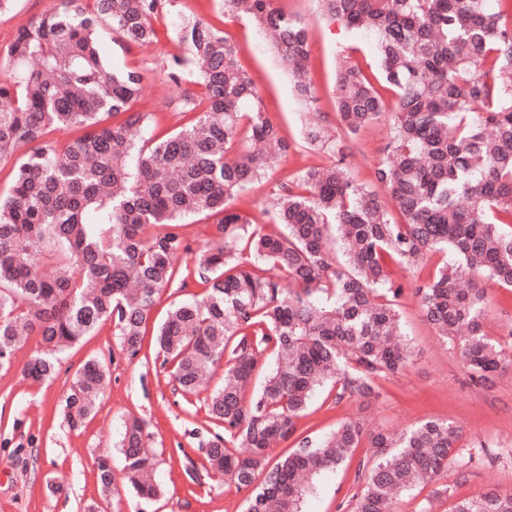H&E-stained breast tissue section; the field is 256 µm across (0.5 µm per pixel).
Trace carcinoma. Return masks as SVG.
Here are the masks:
<instances>
[{
  "label": "carcinoma",
  "mask_w": 512,
  "mask_h": 512,
  "mask_svg": "<svg viewBox=\"0 0 512 512\" xmlns=\"http://www.w3.org/2000/svg\"><path fill=\"white\" fill-rule=\"evenodd\" d=\"M171 2L53 0L0 56V162L17 158L0 196V368L13 365L21 337L34 332L43 350L22 373L51 380L60 355L106 321L133 360L156 295L193 278L203 293L170 306L156 359L185 399L224 363L205 399L219 432L204 454L213 473L248 492L245 512H302L318 474L353 462L363 488L338 509L392 512L397 497L448 471L456 426L430 418L399 433L374 431L373 453L359 459L366 437L357 420L320 440L302 438L273 465L268 449L295 434L317 391L329 389L336 405L377 399L378 382L410 363L396 309L405 285L391 277L392 262L452 252L457 261L415 288L424 315L474 384L506 365L485 331L486 293L475 275L512 290V0H497L495 12L486 0H319L323 20L375 35L382 80L396 91L390 108L358 65L347 61L337 75L346 133L388 118L387 155L375 171L384 193L351 181L338 149L333 164L307 168L276 197L270 231L229 208L274 151L290 148L238 66L240 47L200 19L182 23V52L165 77L179 87L190 71L200 91L183 94L187 122L154 142L145 139L153 113L134 108L141 71L114 70L99 53L103 25L128 46L154 42L152 19ZM247 13L272 34L299 98L311 100L307 27L272 0H250ZM61 129L78 135L50 138ZM91 210L108 230L88 232ZM195 214L215 218L213 231L193 268H179L190 252L182 219ZM284 280L295 289L284 292ZM106 377L97 358L77 369L65 400L71 427L95 413ZM121 453L137 496L159 497L145 422L125 425ZM97 482L111 491L107 454L97 460ZM455 512H512V492L490 489Z\"/></svg>",
  "instance_id": "cac0c4a2"
}]
</instances>
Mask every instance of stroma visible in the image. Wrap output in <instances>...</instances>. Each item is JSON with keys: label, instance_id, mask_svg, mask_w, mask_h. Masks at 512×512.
<instances>
[{"label": "stroma", "instance_id": "stroma-1", "mask_svg": "<svg viewBox=\"0 0 512 512\" xmlns=\"http://www.w3.org/2000/svg\"><path fill=\"white\" fill-rule=\"evenodd\" d=\"M47 4L48 0H11L1 9L0 49ZM176 5V11H164L155 21L158 37L154 43L129 47L115 32L102 30L103 55L112 67L141 69L143 92L137 107L154 113V132L162 135L181 122L183 92L165 79L168 59L179 50L177 12L197 15L240 46L238 62L257 87L270 118L280 125L290 149L233 201V208L254 224H271L272 202L282 187L295 182L307 167L331 163L330 150L306 143L305 131L311 124L320 125L343 146L350 179L374 185L375 170L389 141L388 122L381 120L348 135L336 114V76L344 60L359 63L369 77L378 75L372 35L320 20L317 0H273L275 8L308 27L307 80L315 92L314 102L308 104L298 98L293 76L249 17L226 13L218 0H177ZM483 286L487 292L485 330L491 337L508 341L512 338V292L489 280ZM201 292L196 284L160 291L143 350L133 360L121 353L113 326L107 322L66 352L54 379L38 384L21 375L23 365L42 349L39 336L27 338L13 367L0 369V512H83L86 503L101 497L96 460L105 453L111 457L115 477L108 512H244L246 492L207 469L200 444L216 428L207 417L202 396L184 401L154 360V332L170 305ZM398 309L412 350L410 366L383 381L381 397L368 403L352 399L336 406L327 393H317L307 414L297 420L295 437L270 448L269 461L277 462L295 447L298 438L321 437L345 419L360 421L369 431L399 432L435 417L454 423L461 431L444 477L448 491L440 493L435 483L417 486L400 498L396 512H453L457 501L489 489L512 491V363L488 384L472 385L459 353L429 324L412 291L405 292ZM91 357L104 362L107 383L96 415L74 430L63 419L64 401L76 370ZM133 416L147 423L161 459L155 479L163 494L150 503L140 501L124 482L119 442L125 422ZM361 488L353 468L323 472L305 498L302 512H337Z\"/></svg>", "mask_w": 512, "mask_h": 512}]
</instances>
